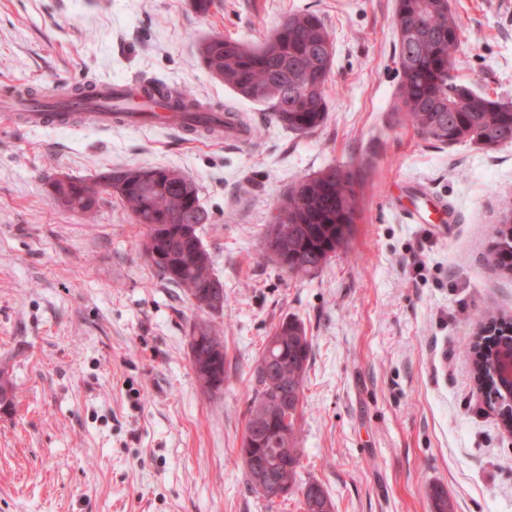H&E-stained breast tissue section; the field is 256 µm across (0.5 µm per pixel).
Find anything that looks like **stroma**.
Listing matches in <instances>:
<instances>
[{
    "mask_svg": "<svg viewBox=\"0 0 512 512\" xmlns=\"http://www.w3.org/2000/svg\"><path fill=\"white\" fill-rule=\"evenodd\" d=\"M462 31L459 77L512 102V0H450ZM395 0H0V90L47 94L83 80L158 78L232 106L260 136L183 142L158 126L30 129L0 118V512H301L297 494L249 490L238 450L253 370L276 325L312 342L297 424L300 477L334 512H512V436L478 390L463 350L481 313L512 316V277L489 258L512 213V144L442 146L396 112ZM311 12L333 42L327 120L299 135L238 98L196 46L222 34L262 42ZM168 167L194 179L208 214L198 235L224 284L206 317L143 256L144 225L117 195L94 218L51 198L59 175ZM352 171L347 249L294 276L264 256L271 212L299 179ZM453 224H412L421 191ZM419 256L421 270L408 261ZM208 319L226 376L203 390L189 334Z\"/></svg>",
    "mask_w": 512,
    "mask_h": 512,
    "instance_id": "35a3bbf8",
    "label": "stroma"
}]
</instances>
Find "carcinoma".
Segmentation results:
<instances>
[{"instance_id":"cac0c4a2","label":"carcinoma","mask_w":512,"mask_h":512,"mask_svg":"<svg viewBox=\"0 0 512 512\" xmlns=\"http://www.w3.org/2000/svg\"><path fill=\"white\" fill-rule=\"evenodd\" d=\"M393 26L397 32L398 105L404 120L423 138L443 146L473 143L492 149L512 144V104L475 91L454 73L461 50V30L449 0H396ZM331 39L322 19L311 13H291L259 45L213 34L198 41L197 52L205 69L238 96L268 104L271 119L291 132H316L327 119L326 90L333 53L323 49ZM148 93L172 100L180 112L214 110L187 92H173L161 81L147 83ZM113 191L127 205L134 220L148 228L142 251L153 250L151 261L167 282L190 297L219 280L211 256L198 262L203 247L196 225L206 210L196 183L181 171L155 167L116 168L107 172ZM50 196L64 208L94 217L102 202L95 181L69 178L50 184ZM354 179L336 166L294 184L271 213L262 239L268 253L275 226L288 228L278 242L281 258L275 263L300 276L319 270L345 248L353 234L356 214ZM490 255L501 271H512V223L504 220L493 229ZM492 329L466 350L475 380L486 377L488 394L499 398L512 393V382L496 378L489 365L512 354V320L490 321ZM200 340L192 353L203 385H224V342L209 323H197ZM276 347L263 351L254 368L253 395L244 438L259 455L242 460L250 489L267 499L279 497L287 485L301 494L302 512H325L334 505L319 483L300 480L302 450L298 448L297 417L309 369L312 344L303 325L282 321L274 331ZM288 420V437L276 432ZM276 461L265 489L253 479L255 463Z\"/></svg>"}]
</instances>
